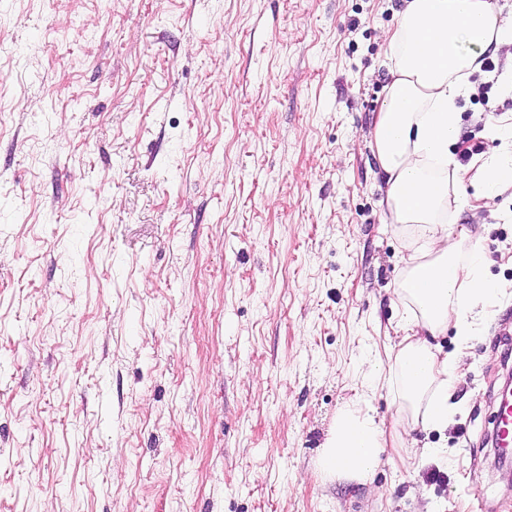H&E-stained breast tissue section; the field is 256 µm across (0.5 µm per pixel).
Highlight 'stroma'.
<instances>
[{
	"label": "stroma",
	"instance_id": "35a3bbf8",
	"mask_svg": "<svg viewBox=\"0 0 512 512\" xmlns=\"http://www.w3.org/2000/svg\"><path fill=\"white\" fill-rule=\"evenodd\" d=\"M402 7L0 0V512H512V186L448 214L499 294L447 428L369 381L403 311L369 144ZM486 79L473 171L512 124ZM350 404L403 439L369 480L319 467ZM493 435L496 447L512 446V395L504 390L494 420Z\"/></svg>",
	"mask_w": 512,
	"mask_h": 512
}]
</instances>
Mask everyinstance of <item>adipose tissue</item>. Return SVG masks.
Masks as SVG:
<instances>
[{"label":"adipose tissue","instance_id":"1","mask_svg":"<svg viewBox=\"0 0 512 512\" xmlns=\"http://www.w3.org/2000/svg\"><path fill=\"white\" fill-rule=\"evenodd\" d=\"M393 76L372 133L386 185L382 221L409 225L397 295L405 314L392 366L400 410L429 430H443L454 381L473 334V315L497 291L484 273L479 237L448 223L451 200H464L465 175L448 147L458 135V98L488 49L512 46V22L495 0H405L384 36ZM512 185V152L485 162L475 175L479 197ZM454 330L458 349L436 340ZM384 432L359 406H346L321 457L329 473L368 478L379 462Z\"/></svg>","mask_w":512,"mask_h":512}]
</instances>
